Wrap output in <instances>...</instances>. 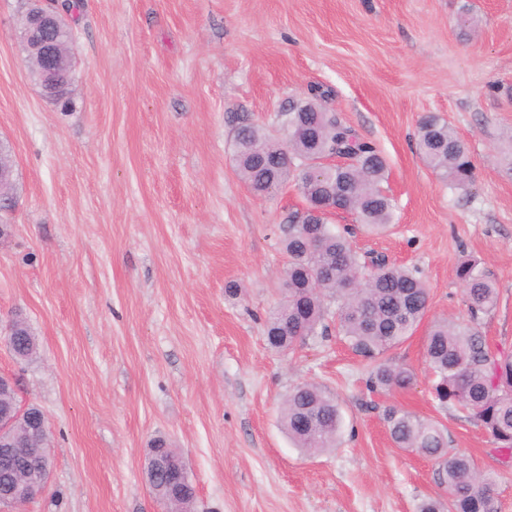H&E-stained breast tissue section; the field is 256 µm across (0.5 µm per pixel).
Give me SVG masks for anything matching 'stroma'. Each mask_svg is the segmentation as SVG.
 <instances>
[{
	"mask_svg": "<svg viewBox=\"0 0 512 512\" xmlns=\"http://www.w3.org/2000/svg\"><path fill=\"white\" fill-rule=\"evenodd\" d=\"M28 7L0 0V142L15 165L0 318L22 315L38 354L22 363L0 342V373L45 413L51 465L18 512H163L142 470L158 436L185 458L196 512H419L446 492L435 461L392 442L388 406L441 423L512 512V461L433 401L424 359L432 320L467 317L456 268L469 257L498 289L486 342L512 354V172L498 153L512 129V0H78L67 111L31 77ZM315 89L388 164L397 226L356 233L353 247L429 288L425 321L390 352L415 373L405 390L368 392L338 339L290 352L265 341L284 279L277 226L304 199L291 182L254 196L234 133L247 120L279 135V113ZM430 113L469 148V192L416 151ZM303 382L343 415L321 454L280 424Z\"/></svg>",
	"mask_w": 512,
	"mask_h": 512,
	"instance_id": "35a3bbf8",
	"label": "stroma"
}]
</instances>
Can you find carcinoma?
<instances>
[{
    "label": "carcinoma",
    "mask_w": 512,
    "mask_h": 512,
    "mask_svg": "<svg viewBox=\"0 0 512 512\" xmlns=\"http://www.w3.org/2000/svg\"><path fill=\"white\" fill-rule=\"evenodd\" d=\"M302 100L283 113L286 145L261 128L242 123L235 134L239 176L255 195L266 196L293 180L307 209L288 213L278 225L287 257L284 298L267 319V341L277 350L293 349L311 336L336 331L369 367L367 389L386 392L413 385L414 372L388 357L426 316L429 289L416 273L381 256L359 255L351 246L356 226L382 233L395 225L396 206L382 189L387 163L381 152L332 112L311 109ZM419 154L449 187L466 191L473 162L466 143L437 116L421 119ZM336 156L344 162L321 166L315 160ZM334 205L355 224H333L315 211ZM465 287L468 320L436 321L427 334L425 362L433 375L439 405L467 414L502 451H512V357L497 356L481 331V319L497 304L498 292L482 262L468 259L456 269ZM336 300L330 326L326 300ZM20 360L36 357V339L22 329ZM288 437L315 454L336 447L342 417L334 399L314 383L294 387L280 411ZM383 420L395 445L435 459L448 500H427L419 512H498L493 479L464 453L448 451L446 429L395 406Z\"/></svg>",
    "instance_id": "1"
}]
</instances>
